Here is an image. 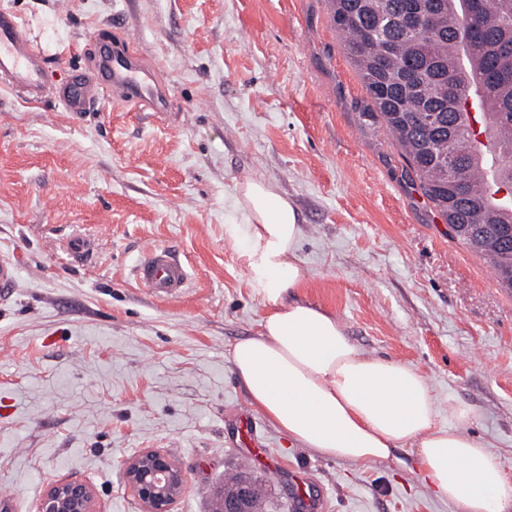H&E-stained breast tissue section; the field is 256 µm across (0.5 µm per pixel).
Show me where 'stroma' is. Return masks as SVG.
<instances>
[{
	"label": "stroma",
	"instance_id": "stroma-1",
	"mask_svg": "<svg viewBox=\"0 0 512 512\" xmlns=\"http://www.w3.org/2000/svg\"><path fill=\"white\" fill-rule=\"evenodd\" d=\"M27 23L48 86L86 71L97 31L124 24L172 100L67 112L0 85V255L18 285L0 300V491L34 512L61 477L93 485L103 512H142L121 464L166 451L187 484L174 512H210L240 469L262 512L304 487L322 512H450L412 448L368 466L294 445L249 403L230 362L266 307L240 266L237 183L263 178L295 205L299 299L336 314L366 353L418 367L447 421L512 476V294L453 238L371 116L326 0H0ZM90 250L69 256L67 241ZM164 246L190 282L172 299L135 281ZM250 417L271 459L242 463Z\"/></svg>",
	"mask_w": 512,
	"mask_h": 512
}]
</instances>
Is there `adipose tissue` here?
<instances>
[{
	"instance_id": "ef3b65f1",
	"label": "adipose tissue",
	"mask_w": 512,
	"mask_h": 512,
	"mask_svg": "<svg viewBox=\"0 0 512 512\" xmlns=\"http://www.w3.org/2000/svg\"><path fill=\"white\" fill-rule=\"evenodd\" d=\"M246 219L238 257L267 312L259 336L232 347V370L250 403L299 447L368 465L414 449L425 484L456 512H512V477L489 443L471 436L470 409L448 402L439 423L433 389L420 369L367 355L336 316L291 299L299 262L297 210L271 182L238 184Z\"/></svg>"
}]
</instances>
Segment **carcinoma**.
<instances>
[{"label":"carcinoma","instance_id":"obj_1","mask_svg":"<svg viewBox=\"0 0 512 512\" xmlns=\"http://www.w3.org/2000/svg\"><path fill=\"white\" fill-rule=\"evenodd\" d=\"M410 0H328L336 30L373 108L423 196L454 237L488 260L512 293V188L504 219L496 206L512 184V0H485L470 37L464 0H423L431 30L410 33ZM485 103L481 131L495 147L489 184L478 185L483 161L470 110ZM454 137L448 138V127Z\"/></svg>","mask_w":512,"mask_h":512}]
</instances>
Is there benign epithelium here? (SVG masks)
<instances>
[{"mask_svg":"<svg viewBox=\"0 0 512 512\" xmlns=\"http://www.w3.org/2000/svg\"><path fill=\"white\" fill-rule=\"evenodd\" d=\"M125 483L141 501L144 512H172L182 495L186 476L171 458L159 450H146L122 463ZM219 497L224 512H259L254 484L243 477L231 488H222ZM36 512H101L94 488L81 480L60 478L51 482L39 499Z\"/></svg>","mask_w":512,"mask_h":512,"instance_id":"1","label":"benign epithelium"}]
</instances>
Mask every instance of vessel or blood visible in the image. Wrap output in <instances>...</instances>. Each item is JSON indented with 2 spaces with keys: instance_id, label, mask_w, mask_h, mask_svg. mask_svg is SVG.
Segmentation results:
<instances>
[{
  "instance_id": "obj_1",
  "label": "vessel or blood",
  "mask_w": 512,
  "mask_h": 512,
  "mask_svg": "<svg viewBox=\"0 0 512 512\" xmlns=\"http://www.w3.org/2000/svg\"><path fill=\"white\" fill-rule=\"evenodd\" d=\"M0 73L10 76L12 91L28 101L45 93L44 58L26 34L17 15L0 13ZM119 98L153 112L170 109V98L140 53L129 44L115 46L102 40L91 72L80 73L59 88L56 98L69 112H83L96 97ZM135 276L151 293L166 298L180 296L189 281L186 263L165 247H154L137 261Z\"/></svg>"
}]
</instances>
